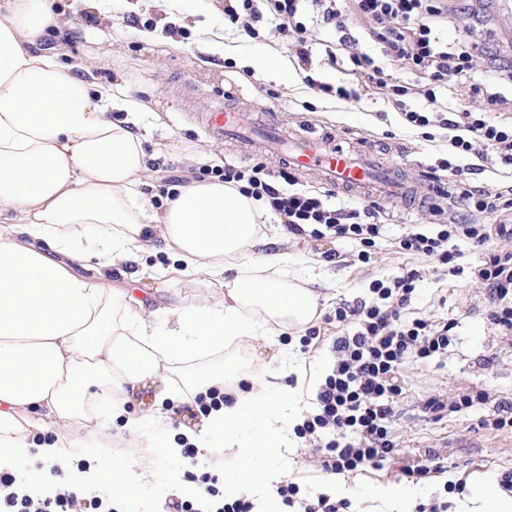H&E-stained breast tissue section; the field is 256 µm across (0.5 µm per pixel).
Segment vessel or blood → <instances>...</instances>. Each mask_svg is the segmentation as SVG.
Wrapping results in <instances>:
<instances>
[{
    "instance_id": "vessel-or-blood-1",
    "label": "vessel or blood",
    "mask_w": 512,
    "mask_h": 512,
    "mask_svg": "<svg viewBox=\"0 0 512 512\" xmlns=\"http://www.w3.org/2000/svg\"><path fill=\"white\" fill-rule=\"evenodd\" d=\"M209 132L249 155L287 162L323 185L355 196L398 202L411 193L402 167L356 141L348 146L311 136L292 126L276 108L238 98L236 106H214L205 113Z\"/></svg>"
}]
</instances>
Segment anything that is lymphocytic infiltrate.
I'll list each match as a JSON object with an SVG mask.
<instances>
[{"label": "lymphocytic infiltrate", "instance_id": "1", "mask_svg": "<svg viewBox=\"0 0 512 512\" xmlns=\"http://www.w3.org/2000/svg\"><path fill=\"white\" fill-rule=\"evenodd\" d=\"M320 25L333 27L337 41L327 44L330 63L348 56L358 81L337 86L308 80L315 93L335 94L343 101H357L364 88H374L401 109L405 121L415 127L437 125L452 130L448 156L441 159L430 180L435 189L426 212L429 231L411 230L399 237L400 253L417 256L444 266L455 277L483 290L489 306L487 321L494 335H512V185L495 189L467 186L463 171L454 164L457 155L492 157L502 168H512V121H490L481 112H452L441 107L433 112L408 109V93L434 102L448 91L449 76L468 75L474 57H483L501 80L512 82V58L501 60L490 46L482 44L475 29L465 28L454 45L441 43L437 30L449 16L468 15L466 0H310ZM303 0H224V20L252 37H259L268 19L274 38L289 41L299 69L311 66L308 27L301 19ZM365 25L381 47V58L363 52L349 31L352 23ZM412 67L423 75L416 90L394 83L390 64ZM227 183L246 182V192L265 200L289 234L328 243L326 259L343 262L334 250L337 241L358 243V260L371 261L369 249L382 236L378 211L336 207L321 194L291 189L293 180L286 171L271 172L263 163L243 169L232 164L216 170ZM482 250L477 264L464 266L459 242ZM420 270L402 268L389 280H373L372 300L338 303L326 323L336 326L330 342L332 364L319 380L315 408L306 413L295 428L298 438L315 447L321 469L328 474L380 471L399 464V475L412 483L446 473L437 455L425 454L399 462L401 442L395 428L397 406L405 389L402 369L407 362H429L447 355L458 337V319L434 320L412 314ZM488 408L489 415L479 425L493 432L512 433V399L487 390L463 387L448 396H431L421 403L423 413L434 421L451 419L476 407ZM188 482H202L199 497L178 502L176 512H252L246 497L225 499L215 475L186 472ZM15 478L0 473V512H117L111 498L67 490L55 497L18 494ZM276 496L289 512H349L350 503L326 493L301 495L297 482L285 480Z\"/></svg>", "mask_w": 512, "mask_h": 512}]
</instances>
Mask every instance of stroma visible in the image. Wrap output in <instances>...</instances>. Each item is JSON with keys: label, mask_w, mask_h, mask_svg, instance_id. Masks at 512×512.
<instances>
[{"label": "stroma", "mask_w": 512, "mask_h": 512, "mask_svg": "<svg viewBox=\"0 0 512 512\" xmlns=\"http://www.w3.org/2000/svg\"><path fill=\"white\" fill-rule=\"evenodd\" d=\"M61 4L65 11L75 12L77 25L60 27L55 35L44 36L41 48L91 58L92 79L121 82L131 98L164 113V126L153 130L151 138L180 143L181 153L159 160L172 174L201 175L202 166L190 163L188 157L214 146L216 140L191 113L223 99L225 88L231 86L278 108L292 124H307L340 139L348 135L362 138L387 158L407 164L416 178L429 174L438 158L448 155L445 130L408 126L401 112L382 95L370 92L360 101L344 102L313 94L293 63L280 79L259 78L254 70L243 66V58L267 52L284 54L288 46L281 41L249 38L225 24L224 0H182L179 9L169 13L154 7L151 0H111L105 13L99 0H61ZM480 10L486 20L483 37L494 48L512 55V0H484ZM202 26L212 28L217 41L224 45L223 54L199 51L196 33ZM381 210L386 233L374 249L376 262L371 268L325 261L309 239L286 242L298 265L317 263L325 281L323 314L333 313L339 302L369 297L371 280L395 276L406 264L407 257L398 252L395 240L411 226L425 223L426 215L399 203L382 205ZM420 267L423 280L416 308L442 318H461L462 327L457 344L441 362L412 364L405 369L407 390L398 406L404 440L400 457L407 460L432 450L449 464L446 478L433 477L410 486L406 512H416L418 504L436 495L455 502L456 494L443 491L444 479L467 483L480 476L495 482L503 473L512 472V434L479 428L483 409L440 423L419 414L422 399L458 386L489 389L512 398V340L493 337L483 296L469 290L464 278L443 275L425 261ZM110 283L116 288L149 292L161 304L175 300L190 303L199 293L196 283L177 274L162 283L149 273L135 281L130 274L116 271ZM282 351L288 352L293 374L303 383L319 379L331 363L328 349L310 356L302 354L299 341L284 333L273 337L261 353L242 349L233 357L242 371L261 376L269 370L273 356ZM490 354L495 363L488 368L483 359ZM187 467L183 458L155 454L151 487L140 497L142 512H167L172 500L169 490Z\"/></svg>", "instance_id": "obj_1"}]
</instances>
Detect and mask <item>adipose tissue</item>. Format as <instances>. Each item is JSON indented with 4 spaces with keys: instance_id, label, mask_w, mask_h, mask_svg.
<instances>
[{
    "instance_id": "obj_1",
    "label": "adipose tissue",
    "mask_w": 512,
    "mask_h": 512,
    "mask_svg": "<svg viewBox=\"0 0 512 512\" xmlns=\"http://www.w3.org/2000/svg\"><path fill=\"white\" fill-rule=\"evenodd\" d=\"M55 0H0V471L33 470L37 493L94 484L126 512L149 484L146 457L131 453L112 471L74 466L67 453L83 434L108 436L121 424L141 442L128 408L151 391L148 417L161 426L164 401L228 387L233 402L182 427L183 444L224 457V494H249L254 512H281L271 489L294 447L302 388L279 368L238 386L233 363L191 372L186 362L250 348L278 333L304 331L319 316L318 280L293 262L279 235L261 227L271 209L213 179L154 204L142 188L149 155L175 154V142L144 148L161 118L117 82L86 80L93 63L62 65L39 48L57 22ZM123 116L112 119V111ZM196 275L204 292L190 304L153 308L128 290L104 287L113 269L138 264L154 244ZM92 265L94 277L77 272ZM165 317L157 327L156 314ZM456 512H512V495L473 482Z\"/></svg>"
}]
</instances>
